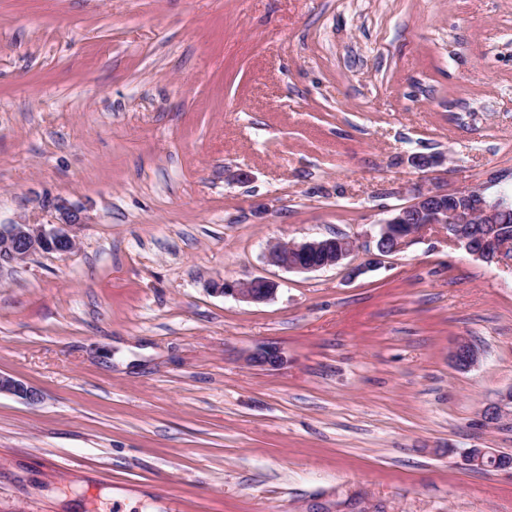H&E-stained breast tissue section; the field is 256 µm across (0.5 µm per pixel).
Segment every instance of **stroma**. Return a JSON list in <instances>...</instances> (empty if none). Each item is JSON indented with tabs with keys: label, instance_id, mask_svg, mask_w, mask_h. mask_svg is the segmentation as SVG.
Masks as SVG:
<instances>
[{
	"label": "stroma",
	"instance_id": "obj_1",
	"mask_svg": "<svg viewBox=\"0 0 512 512\" xmlns=\"http://www.w3.org/2000/svg\"><path fill=\"white\" fill-rule=\"evenodd\" d=\"M417 184L512 190V0H0V224L87 217L0 266V373L43 396L0 395V512H512L461 460L512 454V260L435 225L354 279L266 260L365 264ZM355 248L348 237L279 241L269 247L267 260L288 271H315L340 265ZM278 284L267 278H254L248 281H224L217 292L224 296L250 303H264L271 299L278 290ZM502 454L503 455H501L495 448H470L465 452L463 461L465 465L470 468L485 469L490 467L492 469H496L500 456L501 459H506L508 461L512 460V455H509L508 453ZM491 461H494V464L492 466H488Z\"/></svg>",
	"mask_w": 512,
	"mask_h": 512
}]
</instances>
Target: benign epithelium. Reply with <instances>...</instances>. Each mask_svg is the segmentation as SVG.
<instances>
[{
	"label": "benign epithelium",
	"instance_id": "1",
	"mask_svg": "<svg viewBox=\"0 0 512 512\" xmlns=\"http://www.w3.org/2000/svg\"><path fill=\"white\" fill-rule=\"evenodd\" d=\"M42 205L55 209L60 216L57 224L14 222L0 224V265L22 264L33 254L55 252L68 254L76 247L69 228L85 223L82 210L65 201L45 199ZM506 209L502 199L491 200L478 190H447L440 188L419 189L413 200L395 209L391 217L379 224L377 253L365 267L381 263L382 257L403 248L417 224H437L448 231V239L465 250L488 262H498L512 254V235L504 233ZM356 248L355 240L348 237L279 241L267 251L270 264L285 270L315 271L335 267L348 258ZM363 267V268H365ZM363 268H348V275L358 276ZM278 284L267 278L248 281H226L218 292L250 303H264L277 292ZM453 365L459 370L473 367L478 360V350L467 341H460L451 355ZM248 362L266 367H278L284 362L280 349L264 346L248 357ZM20 397L30 404L41 400L39 391L15 378L0 374V394ZM512 408V392L503 394L484 411V421L500 422ZM500 453L494 448H470L464 456L465 465L485 469L491 462L499 461Z\"/></svg>",
	"mask_w": 512,
	"mask_h": 512
}]
</instances>
